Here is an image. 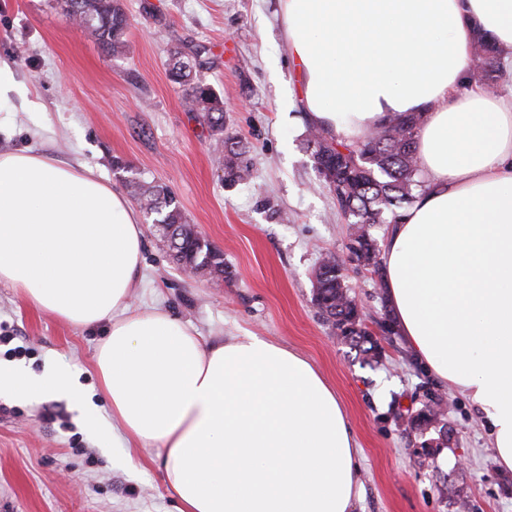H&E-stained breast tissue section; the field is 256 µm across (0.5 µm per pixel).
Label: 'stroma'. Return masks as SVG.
<instances>
[{
	"label": "stroma",
	"instance_id": "stroma-1",
	"mask_svg": "<svg viewBox=\"0 0 512 512\" xmlns=\"http://www.w3.org/2000/svg\"><path fill=\"white\" fill-rule=\"evenodd\" d=\"M120 3L129 28L123 54L112 56L60 0H0V58L24 89L0 100V153L41 147L90 164L122 191L132 175L169 186L230 275L186 276L144 215L134 305L165 309L210 342L248 331L312 362L362 450L354 512H512V471L496 462L478 408L416 363L401 335L382 337L378 361L364 363L312 301L316 267L346 257L350 229L314 169L278 0ZM177 50L198 53L196 79L222 99L225 134L248 143V181L225 182L220 147L170 77ZM346 279L377 330L380 272L354 262ZM103 333L37 312L0 286V366L36 375L66 366L81 391L39 403L0 394V512H176L154 449L121 437L99 393ZM432 397L453 428L449 441L410 424Z\"/></svg>",
	"mask_w": 512,
	"mask_h": 512
}]
</instances>
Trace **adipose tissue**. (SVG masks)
<instances>
[{"label":"adipose tissue","instance_id":"ef3b65f1","mask_svg":"<svg viewBox=\"0 0 512 512\" xmlns=\"http://www.w3.org/2000/svg\"><path fill=\"white\" fill-rule=\"evenodd\" d=\"M310 121L352 141L420 112L422 182L390 225L385 297L413 358L485 414L512 470V87L470 81L475 32L512 74V0H279ZM137 210L82 164L0 154V285L79 327L107 324L94 371L127 441L158 450L177 512H352L361 448L307 359L249 332L207 343L167 311L130 307ZM0 389L73 394L64 367L0 368Z\"/></svg>","mask_w":512,"mask_h":512}]
</instances>
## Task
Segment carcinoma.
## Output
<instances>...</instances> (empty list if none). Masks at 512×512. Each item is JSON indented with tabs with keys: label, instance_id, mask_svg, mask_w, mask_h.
Returning a JSON list of instances; mask_svg holds the SVG:
<instances>
[{
	"label": "carcinoma",
	"instance_id": "cac0c4a2",
	"mask_svg": "<svg viewBox=\"0 0 512 512\" xmlns=\"http://www.w3.org/2000/svg\"><path fill=\"white\" fill-rule=\"evenodd\" d=\"M66 11L79 20V27L94 39L109 55L124 51L128 16L119 0H65ZM472 53L491 60L477 72H470L481 87L493 89L501 77L497 56L501 51L482 32L473 38ZM171 69L173 79L186 86L190 108L202 113L216 141L224 147V181L235 183L250 176L248 166L241 161L245 153L242 141L224 135V108L219 97L210 89L192 82L193 65L174 53ZM421 114H406L380 129L368 133L363 139L348 142L328 132L312 128L309 143L324 150L323 183L329 187L336 204L351 226L347 250L369 265L379 267L376 245L365 226L391 224L401 210L408 207L420 186L419 159L414 146ZM132 193L140 207L154 216L155 224H179L186 238L179 240L180 248L173 259L182 264L194 261L196 249L212 252L218 273L226 274L224 254L211 249L210 244L199 245L189 240L193 236L189 224L175 197L161 184H143L130 180ZM337 266L332 256L325 257L315 272L313 302L324 318L336 329V335L348 339L358 337L356 347L363 353L378 358L380 345L370 340L371 330L365 325L364 314L358 308L346 284L328 273Z\"/></svg>",
	"mask_w": 512,
	"mask_h": 512
}]
</instances>
